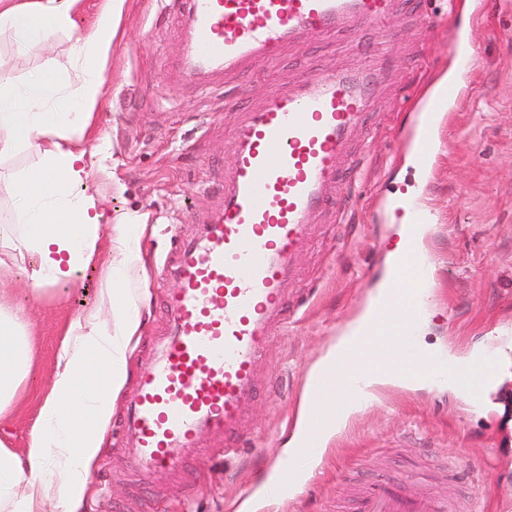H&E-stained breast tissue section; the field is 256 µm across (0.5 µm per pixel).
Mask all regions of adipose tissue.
<instances>
[{
	"mask_svg": "<svg viewBox=\"0 0 512 512\" xmlns=\"http://www.w3.org/2000/svg\"><path fill=\"white\" fill-rule=\"evenodd\" d=\"M75 0H0V32H10L18 52L46 47L40 70L14 87L0 86V160L35 153L37 166L0 177L20 217L0 224V255L29 262L32 293L66 284L94 261L104 239L118 243L110 262V286L97 309L71 320L57 355L55 375L39 406L29 452L0 444V506L9 512H41L52 500L61 512H79L86 482L98 459L112 416V402L127 379L130 345L141 327L146 297L133 283L143 268L140 238L146 217L108 215L89 193L86 151L71 142L93 134L101 103L105 62L119 36L126 0H104L88 35H73ZM68 32L64 54L51 46ZM76 75L60 77L61 58ZM34 340L27 310L0 292V414L10 409L32 370Z\"/></svg>",
	"mask_w": 512,
	"mask_h": 512,
	"instance_id": "ef3b65f1",
	"label": "adipose tissue"
}]
</instances>
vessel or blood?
Here are the masks:
<instances>
[{
  "label": "vessel or blood",
  "instance_id": "b4317fda",
  "mask_svg": "<svg viewBox=\"0 0 512 512\" xmlns=\"http://www.w3.org/2000/svg\"><path fill=\"white\" fill-rule=\"evenodd\" d=\"M392 0H187L188 39L181 70L207 79L278 58L291 42L328 37L344 27L380 26ZM299 94H276L239 123L234 163L223 186L224 205L190 236L179 238L163 272L177 283L164 305L166 333L151 349L137 386L123 401L120 429L138 472H175L184 458L200 453V434L224 439V458L240 451L241 422L254 392L258 361L287 322L286 285L297 275V257L311 241L307 219L325 201L345 163L346 138L367 107L357 79L337 72L306 77ZM462 98L460 80L429 96L407 139L404 153L415 169L431 167L435 128ZM409 227L404 249L390 260L391 276L380 310L396 322L394 350L377 348L378 321L366 340L311 382L312 394L341 388L334 411L311 408L301 425L303 440L288 463L277 468L274 499L283 501L301 486L300 466L336 425L347 397L365 394L364 366L372 355L389 362L400 377L441 380L438 364L409 356L421 306L401 291L406 279L426 285L429 270L417 237L429 223L420 203L393 207ZM358 512H448V499L411 484L378 479L358 494Z\"/></svg>",
  "mask_w": 512,
  "mask_h": 512
}]
</instances>
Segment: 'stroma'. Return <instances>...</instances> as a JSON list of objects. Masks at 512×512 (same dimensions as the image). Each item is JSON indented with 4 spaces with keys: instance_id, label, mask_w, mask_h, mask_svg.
<instances>
[{
    "instance_id": "obj_1",
    "label": "stroma",
    "mask_w": 512,
    "mask_h": 512,
    "mask_svg": "<svg viewBox=\"0 0 512 512\" xmlns=\"http://www.w3.org/2000/svg\"><path fill=\"white\" fill-rule=\"evenodd\" d=\"M485 2L476 16L458 2L396 0L384 25L301 38L273 64L225 78L223 92L240 102L228 111L174 68L187 36L179 0H126L105 67L107 93L92 118L99 140L87 144L86 159L90 184L113 214L147 216L139 285L149 307L129 353L127 386L165 328L164 300L176 283L156 273L172 258L171 237L195 233L222 205L238 123L312 73L371 74L373 106L349 144L361 166L333 190L334 204L309 220L314 245L299 257V278L287 290L294 320L257 368L243 454L223 461L204 437L208 457L186 460L175 477L142 478L107 429L81 512H239L248 499L250 512H348L358 490L385 474L447 496L448 512H501L512 503V0ZM456 20L476 52L472 93L440 128L436 164L423 176L398 149L415 119L410 99L454 62L448 29ZM44 56L39 46L17 53L11 34L0 33V82L22 83ZM116 181L122 194L112 192ZM383 198H417L433 214L422 252L432 296L417 345L461 361L482 347L496 379L477 404L445 385H378L312 462L302 490L261 501L258 490L296 420L301 374L365 309L398 239ZM109 259L102 252L76 282L35 299L15 270L0 268V289L28 302L35 338L32 373L0 416L7 447L27 452L67 324L97 306Z\"/></svg>"
}]
</instances>
